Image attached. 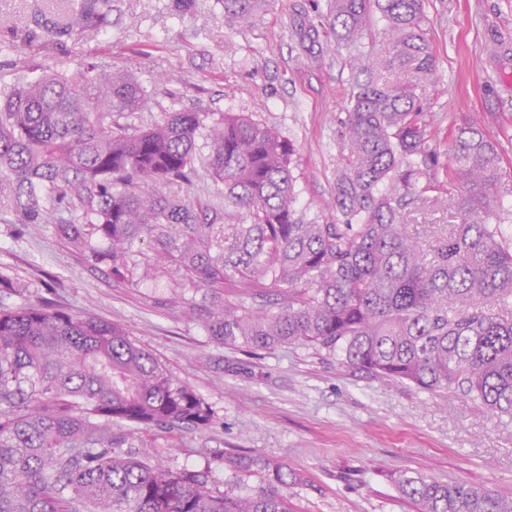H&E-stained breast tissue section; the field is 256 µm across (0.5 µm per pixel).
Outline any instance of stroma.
<instances>
[{
  "label": "stroma",
  "mask_w": 512,
  "mask_h": 512,
  "mask_svg": "<svg viewBox=\"0 0 512 512\" xmlns=\"http://www.w3.org/2000/svg\"><path fill=\"white\" fill-rule=\"evenodd\" d=\"M74 2L0 0V89L86 65L137 77L146 104L126 116L134 126L191 107L210 123L227 113L252 115L295 147L298 213L318 224L340 222L336 131L348 107L347 52L332 38L306 51L290 36L292 24L319 21L324 0H269L248 26L225 20L222 0H193L186 12L174 0H111L103 29L46 44L39 13L64 12ZM425 12L437 70L420 96L437 164L421 181L443 179L451 131L474 121L487 139L504 143L500 167L512 189V0H426ZM14 30L22 39L11 38ZM208 153L198 136L199 176L182 192L206 208L208 220L241 223L244 214L225 206L223 184L206 169ZM12 199L11 181L0 179V277L26 291L0 288V305L39 298L120 324L217 418L203 431L115 427L129 446L175 470L209 469L211 488L231 495L264 481L260 470L234 468L237 456L286 465L303 478L284 489L292 512H417L396 486L405 473L512 496V418L453 391L374 379L311 346L248 354L218 344L204 327L207 289L173 265L145 273L160 248L156 238L135 243L133 275L120 280L103 242L76 254L55 220L27 223ZM406 214L422 244L448 232L447 201L414 202Z\"/></svg>",
  "instance_id": "1"
}]
</instances>
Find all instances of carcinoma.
Here are the masks:
<instances>
[{"label": "carcinoma", "mask_w": 512, "mask_h": 512, "mask_svg": "<svg viewBox=\"0 0 512 512\" xmlns=\"http://www.w3.org/2000/svg\"><path fill=\"white\" fill-rule=\"evenodd\" d=\"M268 0H224L251 24ZM109 0H78L71 15L37 18L48 40L100 29ZM389 55L365 51L373 17ZM333 34L349 50L348 110L334 203L342 224L306 222L294 207L295 148L272 126L226 114L208 129V169L251 222L213 224L180 192L192 183L204 113L121 122L144 106L129 73L82 66L12 88L0 100V176L28 223L58 216L75 251L92 236L113 273L144 236L218 299L205 327L218 343L312 345L338 364L424 391L453 389L512 417V243L501 230L498 145L475 126L452 137L446 177L460 190L458 223L429 247L408 231L406 198L430 167L425 107L403 76L432 81L425 0H326L324 23L296 30L312 49ZM385 72V79L375 72ZM176 230V236L169 235ZM280 289L271 306L251 295ZM212 408L126 330L88 312L25 302L0 308V512H291L280 487L301 476L260 465L267 483L245 496L215 492L209 472L172 470L112 434L207 429ZM419 512H512V497L422 474L399 476Z\"/></svg>", "instance_id": "obj_1"}]
</instances>
